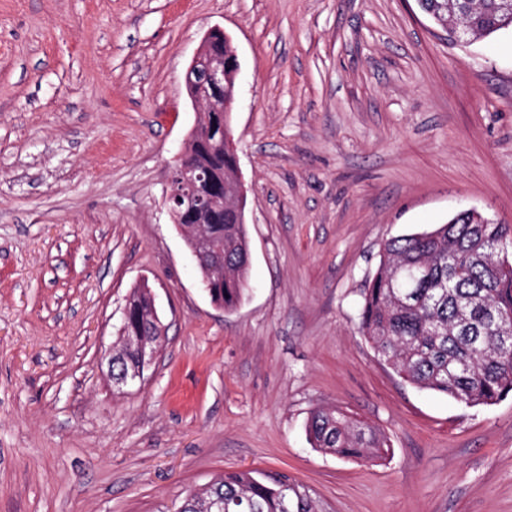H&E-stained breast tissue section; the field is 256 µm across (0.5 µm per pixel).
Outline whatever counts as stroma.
I'll return each mask as SVG.
<instances>
[{
	"label": "stroma",
	"mask_w": 512,
	"mask_h": 512,
	"mask_svg": "<svg viewBox=\"0 0 512 512\" xmlns=\"http://www.w3.org/2000/svg\"><path fill=\"white\" fill-rule=\"evenodd\" d=\"M221 26L249 291L204 294L165 202ZM512 224V29L450 41L417 0H0V512H174L227 470L318 512H512V396L402 382L359 331L387 240ZM165 327L142 384L105 357L132 290ZM385 458L313 448V411ZM306 431L314 448L340 459L379 458L388 448L377 428L336 408L314 411Z\"/></svg>",
	"instance_id": "35a3bbf8"
}]
</instances>
